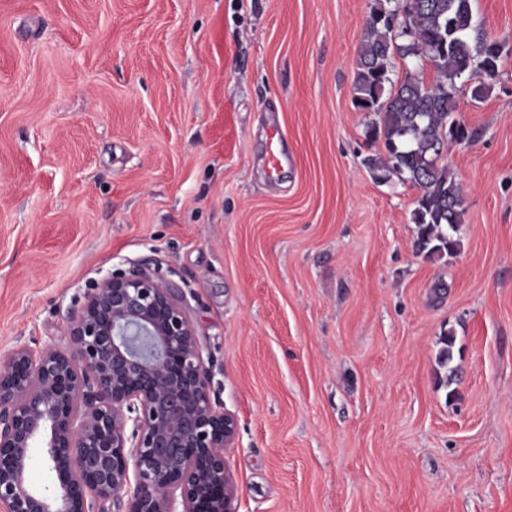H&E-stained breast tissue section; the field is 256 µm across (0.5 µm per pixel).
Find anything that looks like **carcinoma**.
I'll use <instances>...</instances> for the list:
<instances>
[{"label": "carcinoma", "instance_id": "cac0c4a2", "mask_svg": "<svg viewBox=\"0 0 512 512\" xmlns=\"http://www.w3.org/2000/svg\"><path fill=\"white\" fill-rule=\"evenodd\" d=\"M398 0H377L366 21L354 81L356 106L373 112L371 137L383 139L386 154L367 163L380 180L397 175L421 189L413 210L415 248L427 256L457 251L454 237L462 223V189L442 162L448 143L465 136L453 118L457 84L470 75L471 97L482 101L493 89L501 47L489 42L474 21L471 0H413L408 39L395 27ZM426 61L433 72L407 71L391 78L393 59Z\"/></svg>", "mask_w": 512, "mask_h": 512}]
</instances>
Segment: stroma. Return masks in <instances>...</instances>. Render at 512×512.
<instances>
[{
  "label": "stroma",
  "instance_id": "obj_1",
  "mask_svg": "<svg viewBox=\"0 0 512 512\" xmlns=\"http://www.w3.org/2000/svg\"><path fill=\"white\" fill-rule=\"evenodd\" d=\"M373 3L0 0V356L67 348L146 262L237 419L236 512H512V0L472 2L502 57L457 95L465 213L431 259L417 188L364 164ZM266 160L268 166L274 172L281 170L290 161L288 151L285 148V140L277 128H274L270 134L269 143L266 148Z\"/></svg>",
  "mask_w": 512,
  "mask_h": 512
}]
</instances>
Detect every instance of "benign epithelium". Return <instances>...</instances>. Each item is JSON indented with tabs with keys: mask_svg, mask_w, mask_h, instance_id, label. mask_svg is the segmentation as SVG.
Instances as JSON below:
<instances>
[{
	"mask_svg": "<svg viewBox=\"0 0 512 512\" xmlns=\"http://www.w3.org/2000/svg\"><path fill=\"white\" fill-rule=\"evenodd\" d=\"M70 346L0 358L5 512H234L226 467L237 422L177 288L132 265L88 289ZM43 450L52 494L26 470Z\"/></svg>",
	"mask_w": 512,
	"mask_h": 512,
	"instance_id": "benign-epithelium-1",
	"label": "benign epithelium"
}]
</instances>
